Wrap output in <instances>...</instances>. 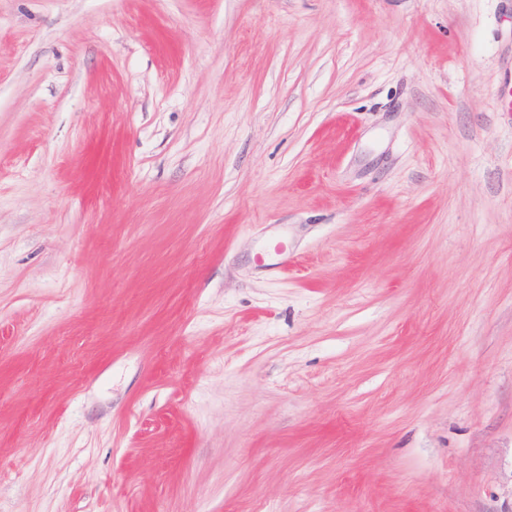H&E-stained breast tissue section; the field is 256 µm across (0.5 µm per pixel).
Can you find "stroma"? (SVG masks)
Listing matches in <instances>:
<instances>
[{
    "label": "stroma",
    "mask_w": 512,
    "mask_h": 512,
    "mask_svg": "<svg viewBox=\"0 0 512 512\" xmlns=\"http://www.w3.org/2000/svg\"><path fill=\"white\" fill-rule=\"evenodd\" d=\"M0 512H512V0H0Z\"/></svg>",
    "instance_id": "obj_1"
}]
</instances>
